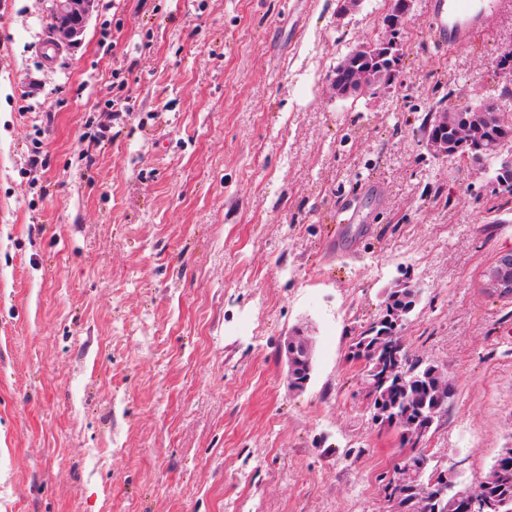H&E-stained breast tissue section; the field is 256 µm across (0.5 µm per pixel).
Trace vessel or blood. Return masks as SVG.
Segmentation results:
<instances>
[{
  "mask_svg": "<svg viewBox=\"0 0 512 512\" xmlns=\"http://www.w3.org/2000/svg\"><path fill=\"white\" fill-rule=\"evenodd\" d=\"M496 0H431L432 40L436 47L464 42L471 28L482 23Z\"/></svg>",
  "mask_w": 512,
  "mask_h": 512,
  "instance_id": "obj_1",
  "label": "vessel or blood"
}]
</instances>
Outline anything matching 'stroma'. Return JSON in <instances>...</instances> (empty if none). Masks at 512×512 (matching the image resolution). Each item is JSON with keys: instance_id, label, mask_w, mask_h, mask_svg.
Returning a JSON list of instances; mask_svg holds the SVG:
<instances>
[{"instance_id": "obj_1", "label": "stroma", "mask_w": 512, "mask_h": 512, "mask_svg": "<svg viewBox=\"0 0 512 512\" xmlns=\"http://www.w3.org/2000/svg\"><path fill=\"white\" fill-rule=\"evenodd\" d=\"M429 2L401 88L340 99L386 0H95L73 47L50 0H0V512H389L411 450L351 347L406 278L402 342L454 386L422 452L469 485L512 448V297L481 286L512 195L422 130L512 121V0L443 50ZM305 336H287L284 350L288 369V383L290 387L297 392H302L306 389L309 378L303 377L299 370L298 354L304 353L309 359L314 354V344L311 339H304Z\"/></svg>"}]
</instances>
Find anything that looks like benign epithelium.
Here are the masks:
<instances>
[{"label":"benign epithelium","mask_w":512,"mask_h":512,"mask_svg":"<svg viewBox=\"0 0 512 512\" xmlns=\"http://www.w3.org/2000/svg\"><path fill=\"white\" fill-rule=\"evenodd\" d=\"M412 0H389L387 11L382 19L386 30V36L373 43L362 44L356 50L363 51L371 48H378L385 57H393L396 65L393 69L385 72L379 68H366L359 72L355 83L347 84L339 76L332 78V86L336 95L347 98L353 94L366 93L377 90H390L395 88L401 81L402 61L404 52L402 44L397 39L398 31L406 24ZM94 0H53L50 17L52 28L61 39L73 45L83 33L84 26L89 18ZM458 111L464 113L460 129L465 135V140L477 147H482L486 139L485 132L490 126V119L493 118V107L486 110H472L468 106H461ZM436 127L426 133L425 146L432 155L436 157L448 156V142L444 132L448 131V113L437 112ZM484 287L500 295L509 296L512 294V252L500 255L495 262L485 271ZM384 360L386 367L378 366L370 371L371 388L382 384L388 375L397 377L400 382L413 376V372L406 371L404 361L400 353L402 345L399 331L405 324V320L397 317L390 321ZM286 362L288 365V383L290 387L302 392L306 389L309 379L303 377L299 370L298 354L304 353L306 357L314 354V344L310 339L301 336H289L284 344ZM436 493L433 498L439 499L443 496L452 498V501L459 503L465 512H495L497 504L488 497L476 498L469 489L461 486L459 473L455 468L435 470Z\"/></svg>","instance_id":"obj_1"}]
</instances>
